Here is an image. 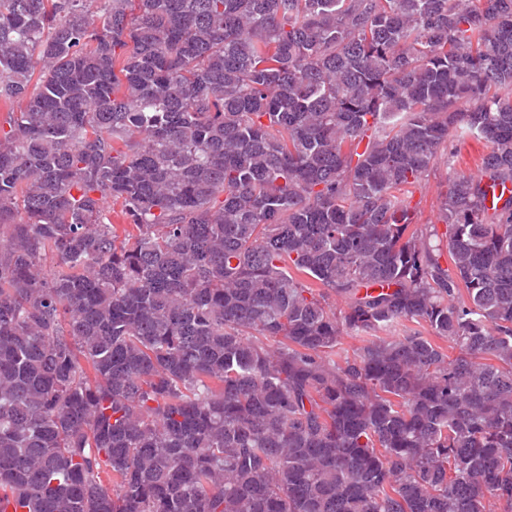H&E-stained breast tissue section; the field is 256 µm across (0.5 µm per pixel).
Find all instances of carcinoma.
<instances>
[{"label":"carcinoma","mask_w":512,"mask_h":512,"mask_svg":"<svg viewBox=\"0 0 512 512\" xmlns=\"http://www.w3.org/2000/svg\"><path fill=\"white\" fill-rule=\"evenodd\" d=\"M0 101V512H512V0H0ZM485 153L486 148L482 143L468 141L458 146V152L450 158L448 165L441 164L422 182L411 199L416 224H434L440 193L446 189V177L454 173L476 174Z\"/></svg>","instance_id":"cac0c4a2"}]
</instances>
